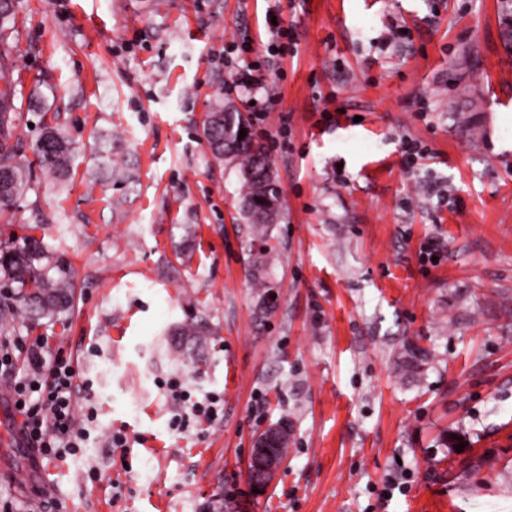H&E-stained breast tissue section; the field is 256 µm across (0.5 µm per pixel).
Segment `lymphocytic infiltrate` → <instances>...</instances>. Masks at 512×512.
Wrapping results in <instances>:
<instances>
[{
	"instance_id": "obj_1",
	"label": "lymphocytic infiltrate",
	"mask_w": 512,
	"mask_h": 512,
	"mask_svg": "<svg viewBox=\"0 0 512 512\" xmlns=\"http://www.w3.org/2000/svg\"><path fill=\"white\" fill-rule=\"evenodd\" d=\"M0 375L10 378V397L22 428L43 458L82 454L94 415L76 410L79 372L70 358L49 353L42 337L5 336L0 338ZM165 389L178 407L172 421L176 430L213 422L224 411L220 396L194 400L176 380L166 383Z\"/></svg>"
}]
</instances>
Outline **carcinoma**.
Wrapping results in <instances>:
<instances>
[{"label":"carcinoma","mask_w":512,"mask_h":512,"mask_svg":"<svg viewBox=\"0 0 512 512\" xmlns=\"http://www.w3.org/2000/svg\"><path fill=\"white\" fill-rule=\"evenodd\" d=\"M11 15L10 0H0V169L5 179L0 185V208L9 207L29 186L33 167L54 180L64 179L69 170L73 145L58 126H46L32 147L35 163L18 160L17 148L9 144L14 117L11 115L14 89L9 78L8 36L5 23ZM246 136L239 138L240 130ZM203 137L214 159L235 165L242 186V219L249 224L252 240L262 243L250 253L249 274L258 288L257 305L263 306L269 269L275 265V255L268 240L281 215V189L267 157L265 147L257 139L246 116L232 105L214 103L203 121ZM96 172L105 173L113 184L133 179L130 164L116 152L102 149L97 157ZM0 288L6 290L12 302H20L24 312L36 319L57 321L74 305L76 288L67 264L42 240L26 237L20 243L0 244ZM186 341L198 343L209 335L201 321H191L175 332Z\"/></svg>","instance_id":"cac0c4a2"}]
</instances>
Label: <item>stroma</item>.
Listing matches in <instances>:
<instances>
[{
  "label": "stroma",
  "instance_id": "35a3bbf8",
  "mask_svg": "<svg viewBox=\"0 0 512 512\" xmlns=\"http://www.w3.org/2000/svg\"><path fill=\"white\" fill-rule=\"evenodd\" d=\"M12 5L11 141L32 159L48 122L76 151L63 185L35 176L0 211V242L44 240L76 300L10 327L78 359L95 420L83 454L0 471V512H205L216 495L226 512H512V0ZM270 9L296 44L268 62L277 102L254 129L283 206L280 300L261 315L238 171L202 123L217 99L252 112L254 90L224 92V45L264 51ZM101 134L131 182L97 179ZM404 136L434 153L411 174ZM201 318L196 370L170 333ZM170 378L223 395V417L174 430ZM284 417L287 462L254 494L252 439Z\"/></svg>",
  "mask_w": 512,
  "mask_h": 512
}]
</instances>
